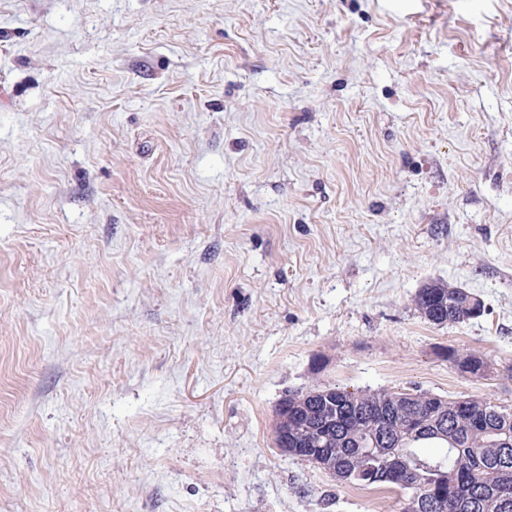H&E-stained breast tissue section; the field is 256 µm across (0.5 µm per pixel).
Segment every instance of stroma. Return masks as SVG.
<instances>
[{"instance_id":"obj_1","label":"stroma","mask_w":512,"mask_h":512,"mask_svg":"<svg viewBox=\"0 0 512 512\" xmlns=\"http://www.w3.org/2000/svg\"><path fill=\"white\" fill-rule=\"evenodd\" d=\"M316 383L512 406V0H0V512H400ZM477 296L463 288L431 281L420 288L414 298L418 312L430 324H462L470 313L467 305ZM445 356L450 364L456 366L463 373H469L471 369L477 371L482 367H486V370L488 368L487 361L477 353L463 352L449 347L446 349Z\"/></svg>"}]
</instances>
